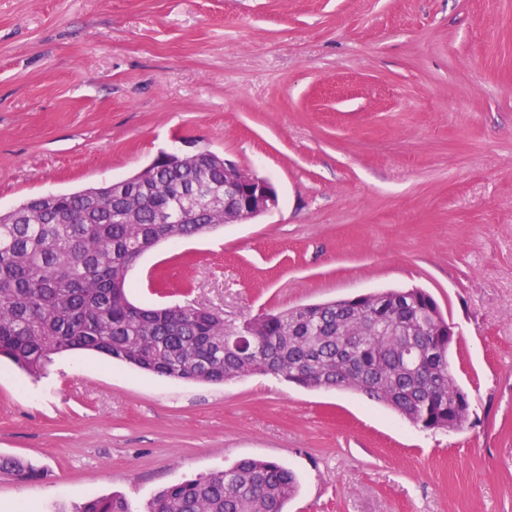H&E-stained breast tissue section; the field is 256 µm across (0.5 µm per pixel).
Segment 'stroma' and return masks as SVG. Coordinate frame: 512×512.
<instances>
[{"label":"stroma","mask_w":512,"mask_h":512,"mask_svg":"<svg viewBox=\"0 0 512 512\" xmlns=\"http://www.w3.org/2000/svg\"><path fill=\"white\" fill-rule=\"evenodd\" d=\"M214 151L271 212L162 242L137 304L225 324L418 287L458 332L463 430L351 391L223 385L93 353L32 379L0 360V512H73L245 457L299 479L287 512H512V0H0V211ZM0 474L12 477L19 483H28L38 475V470L30 463L17 459H1Z\"/></svg>","instance_id":"1"}]
</instances>
